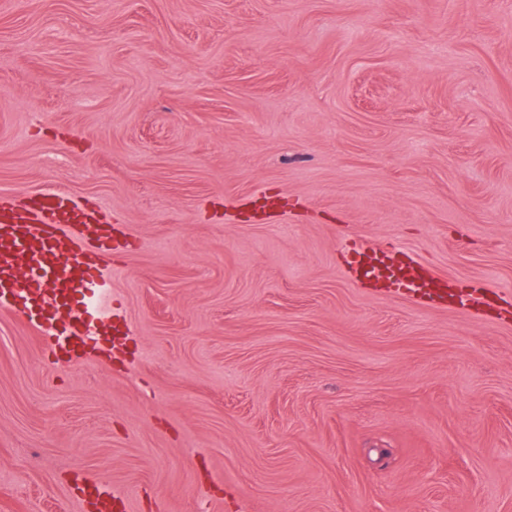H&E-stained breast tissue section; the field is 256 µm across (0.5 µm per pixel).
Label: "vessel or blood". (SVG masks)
Segmentation results:
<instances>
[{"instance_id":"vessel-or-blood-1","label":"vessel or blood","mask_w":512,"mask_h":512,"mask_svg":"<svg viewBox=\"0 0 512 512\" xmlns=\"http://www.w3.org/2000/svg\"><path fill=\"white\" fill-rule=\"evenodd\" d=\"M112 239L92 214L61 192L41 194L31 206H0V306L42 323L59 321L45 301L67 294L78 319L61 321L59 337L93 347L97 328L112 317V281L106 266ZM353 278L390 287L420 302L438 296V281L422 276L415 261L391 263L383 252H350Z\"/></svg>"}]
</instances>
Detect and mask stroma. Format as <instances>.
<instances>
[{"label": "stroma", "mask_w": 512, "mask_h": 512, "mask_svg": "<svg viewBox=\"0 0 512 512\" xmlns=\"http://www.w3.org/2000/svg\"><path fill=\"white\" fill-rule=\"evenodd\" d=\"M56 190L125 345L0 308V512H512V0H0V203ZM349 257L348 269L355 279L387 285L393 295H409L420 302L433 301L439 295L440 288L435 287L442 281L422 276L413 260L387 262L381 250L371 254L351 251Z\"/></svg>", "instance_id": "35a3bbf8"}]
</instances>
